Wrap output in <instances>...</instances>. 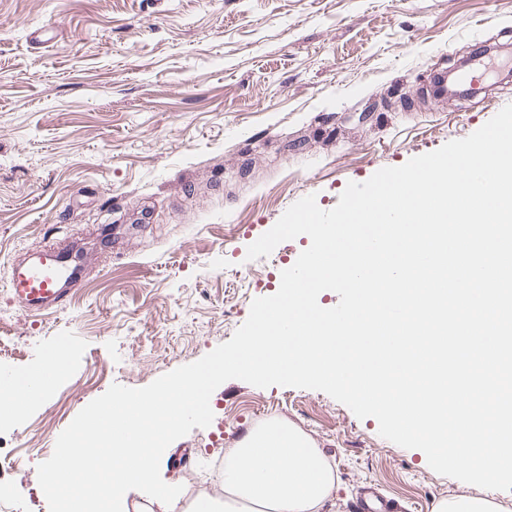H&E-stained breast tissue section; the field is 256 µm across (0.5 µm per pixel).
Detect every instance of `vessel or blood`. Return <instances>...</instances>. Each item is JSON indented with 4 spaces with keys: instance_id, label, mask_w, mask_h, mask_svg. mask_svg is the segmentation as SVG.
<instances>
[{
    "instance_id": "b4317fda",
    "label": "vessel or blood",
    "mask_w": 512,
    "mask_h": 512,
    "mask_svg": "<svg viewBox=\"0 0 512 512\" xmlns=\"http://www.w3.org/2000/svg\"><path fill=\"white\" fill-rule=\"evenodd\" d=\"M464 91L482 87L485 71L482 63H475L455 76ZM77 270L66 257L40 254L33 262L13 264L6 282L13 303L23 310L41 314L59 309L71 288L77 287ZM354 512H393L383 503L374 488L364 487L353 504Z\"/></svg>"
}]
</instances>
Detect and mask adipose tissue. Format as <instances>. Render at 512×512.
<instances>
[{
	"instance_id": "adipose-tissue-1",
	"label": "adipose tissue",
	"mask_w": 512,
	"mask_h": 512,
	"mask_svg": "<svg viewBox=\"0 0 512 512\" xmlns=\"http://www.w3.org/2000/svg\"><path fill=\"white\" fill-rule=\"evenodd\" d=\"M336 489L320 450L293 425L251 431L224 456V497L191 503L188 512H326Z\"/></svg>"
}]
</instances>
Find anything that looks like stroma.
<instances>
[{
    "label": "stroma",
    "mask_w": 512,
    "mask_h": 512,
    "mask_svg": "<svg viewBox=\"0 0 512 512\" xmlns=\"http://www.w3.org/2000/svg\"><path fill=\"white\" fill-rule=\"evenodd\" d=\"M512 57V0H0V379H42L1 442V483L43 492L37 467L112 384L139 388L228 341L274 295L308 236L247 260L295 202L333 209L348 182L467 137L512 104V70L482 93L432 97L434 72L478 51ZM76 242L83 281L58 312L10 299V265ZM209 427L165 451L189 479L205 445L279 420L336 479L329 512L365 482L408 512L512 491L434 472L328 394L230 380Z\"/></svg>",
    "instance_id": "obj_1"
}]
</instances>
